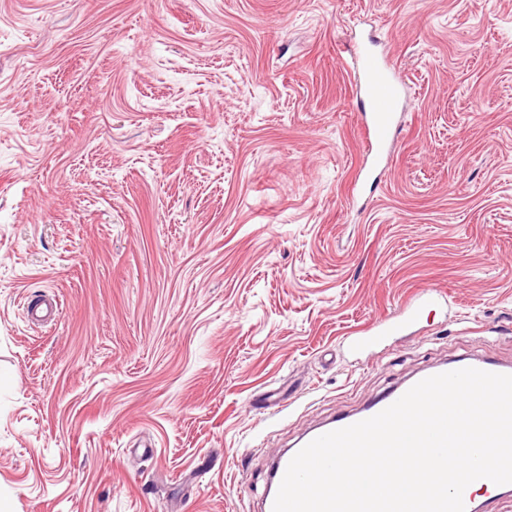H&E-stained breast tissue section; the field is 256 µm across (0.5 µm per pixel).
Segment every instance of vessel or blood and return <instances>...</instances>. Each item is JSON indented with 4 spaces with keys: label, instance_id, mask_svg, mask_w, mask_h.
Here are the masks:
<instances>
[{
    "label": "vessel or blood",
    "instance_id": "obj_1",
    "mask_svg": "<svg viewBox=\"0 0 512 512\" xmlns=\"http://www.w3.org/2000/svg\"><path fill=\"white\" fill-rule=\"evenodd\" d=\"M346 61L358 79L357 115L363 124L369 143L368 154L360 168L361 184L372 188L376 185L373 173L387 160L398 133L396 115L404 85L392 72L388 62L378 56L369 45L362 44L348 49ZM59 313V303L50 300L37 304L30 303L25 308L28 321L33 323L53 321ZM468 367L497 374L512 373V367L478 358L451 360L442 364L440 370L445 373ZM406 391V386H399L357 413L342 415L322 424L298 439L291 448L285 449L270 467L263 512H273L274 501L287 466L305 445L323 434L378 414L397 401Z\"/></svg>",
    "mask_w": 512,
    "mask_h": 512
}]
</instances>
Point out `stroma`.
<instances>
[{
  "label": "stroma",
  "mask_w": 512,
  "mask_h": 512,
  "mask_svg": "<svg viewBox=\"0 0 512 512\" xmlns=\"http://www.w3.org/2000/svg\"><path fill=\"white\" fill-rule=\"evenodd\" d=\"M373 35L407 95L354 203ZM470 354L512 366V0H0V512H261L299 437ZM60 313L59 303L50 300L41 301L38 304L27 303L25 308L28 321L33 323L53 321Z\"/></svg>",
  "instance_id": "1"
}]
</instances>
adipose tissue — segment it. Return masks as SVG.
<instances>
[{"label": "adipose tissue", "instance_id": "ef3b65f1", "mask_svg": "<svg viewBox=\"0 0 512 512\" xmlns=\"http://www.w3.org/2000/svg\"><path fill=\"white\" fill-rule=\"evenodd\" d=\"M494 401L495 396L489 391L468 396L448 417V434L452 448L472 455L482 467L479 477L467 483V489L472 494L492 487V470L496 465L504 460L512 462V448H475L471 445L477 428L491 430L498 425L512 427V416L501 418L497 422L489 419V409Z\"/></svg>", "mask_w": 512, "mask_h": 512}]
</instances>
